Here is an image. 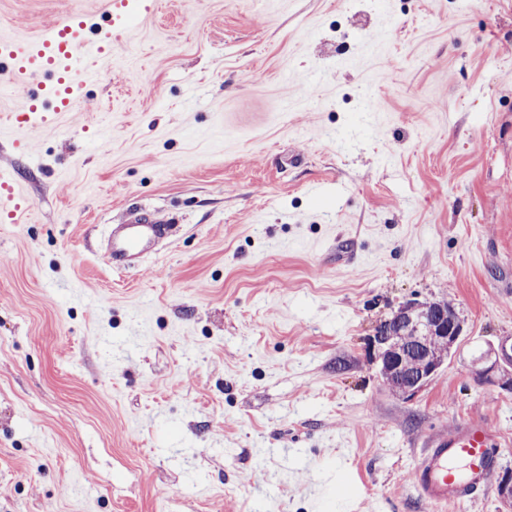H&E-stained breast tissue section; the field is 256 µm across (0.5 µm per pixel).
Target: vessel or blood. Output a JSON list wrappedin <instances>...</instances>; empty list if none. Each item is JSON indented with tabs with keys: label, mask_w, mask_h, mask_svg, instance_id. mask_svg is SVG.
I'll list each match as a JSON object with an SVG mask.
<instances>
[{
	"label": "vessel or blood",
	"mask_w": 512,
	"mask_h": 512,
	"mask_svg": "<svg viewBox=\"0 0 512 512\" xmlns=\"http://www.w3.org/2000/svg\"><path fill=\"white\" fill-rule=\"evenodd\" d=\"M83 15L73 14L50 26L34 41L20 45L0 37V79L7 81L19 108L18 128H29L41 112H68L86 84L102 74L108 49L89 37ZM171 219L140 214L112 227L110 256L123 269L149 255L169 236ZM502 440L477 418L457 419L448 434L434 437L411 469V484L428 512L479 499L502 456Z\"/></svg>",
	"instance_id": "obj_1"
}]
</instances>
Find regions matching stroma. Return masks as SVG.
<instances>
[{"label":"stroma","mask_w":512,"mask_h":512,"mask_svg":"<svg viewBox=\"0 0 512 512\" xmlns=\"http://www.w3.org/2000/svg\"><path fill=\"white\" fill-rule=\"evenodd\" d=\"M103 0H0L28 39ZM28 145L0 88V512H423L474 416L512 471V0H155ZM179 231L102 257L130 208ZM462 337L414 396L371 340L403 304ZM332 470L310 495L280 449Z\"/></svg>","instance_id":"35a3bbf8"}]
</instances>
